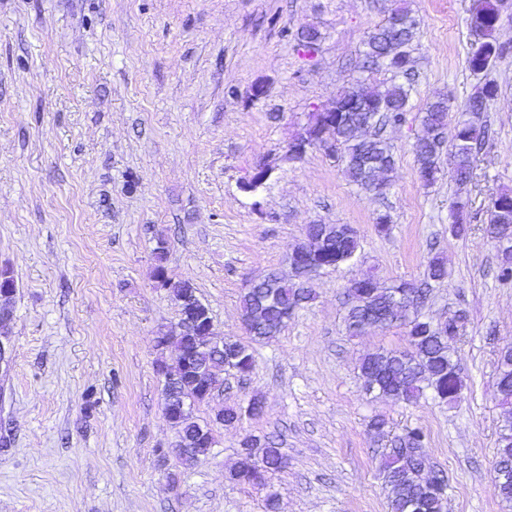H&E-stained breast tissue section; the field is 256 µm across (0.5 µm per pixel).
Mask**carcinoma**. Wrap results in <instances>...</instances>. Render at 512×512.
<instances>
[{
  "label": "carcinoma",
  "instance_id": "cac0c4a2",
  "mask_svg": "<svg viewBox=\"0 0 512 512\" xmlns=\"http://www.w3.org/2000/svg\"><path fill=\"white\" fill-rule=\"evenodd\" d=\"M499 13L493 0H487L484 14L486 39L493 43L492 57L484 65L489 69L512 49L497 42L495 32ZM419 20L413 12L399 6L391 12L388 20L371 31L364 41L363 68L372 70L392 61L393 77L382 89H368L360 80L337 91L336 111L328 118L335 124L331 138L340 151L343 172L348 181L365 194L380 196V180L392 171L395 165L393 144L376 132L386 123L397 125L405 118L410 96V85L401 78L411 74V47L417 37ZM498 93L494 82L485 83L475 96L460 110L453 127H448L450 105L441 97L431 102L421 117L422 137L429 143L413 146L417 173L423 186L434 185L442 174L443 150L450 151L458 172L450 177L459 188L469 180L459 171L473 166L477 146L481 144V129L461 123V117L469 112H484L487 103ZM370 122L369 136L357 134L355 126ZM512 226V194L502 193L491 203L488 222L484 229L488 242L499 257L498 277L512 279V237L502 234V228ZM308 232L315 236L325 234L318 262L322 269H336L350 261L359 248L354 230L346 224H314ZM366 294L368 306L362 308L354 303L348 305L345 317L350 335L369 317L382 320L384 326H400L405 329L404 349L381 350L365 356L360 365V375L367 392L381 393L392 400L417 402L429 389L434 397L445 403L455 402L462 390L457 363L448 354V338L458 337L464 324V315L455 314L448 320L427 329L423 322L409 319L392 305L390 296L421 292L411 282L399 283L383 288L374 282V276L365 275L352 282ZM314 300L312 290L303 287L300 280L283 278L274 273L262 288L248 289L241 296L242 319L249 326L250 341L243 342L232 337L224 338L223 352L218 354L200 348L206 339L200 336H179L159 344V349H169L180 355L186 350H195V362L208 370L211 378H218L225 370L249 375L254 366V352L250 342H263L278 335L288 322V312ZM499 403L504 415L498 437L497 461L512 463V353L507 352L498 359L496 376ZM178 395L186 405L178 426L183 437L194 439L203 425L194 416L192 405L201 402L194 382L182 377L178 383ZM264 403L254 400L248 410L229 407L224 409V424L231 426L243 417H256L264 412ZM242 451L236 467L231 471L232 480L243 485L267 484V476L281 469L284 456L275 443L267 438L247 436L241 444ZM427 442L423 431L412 428L396 436L390 447L381 451L382 474L387 489L389 512H443L446 482L438 474L431 473L430 456L426 452ZM495 496L505 503H512V468L502 470Z\"/></svg>",
  "mask_w": 512,
  "mask_h": 512
}]
</instances>
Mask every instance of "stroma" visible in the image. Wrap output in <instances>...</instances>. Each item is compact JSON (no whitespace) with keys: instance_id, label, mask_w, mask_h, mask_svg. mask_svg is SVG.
Segmentation results:
<instances>
[{"instance_id":"stroma-1","label":"stroma","mask_w":512,"mask_h":512,"mask_svg":"<svg viewBox=\"0 0 512 512\" xmlns=\"http://www.w3.org/2000/svg\"><path fill=\"white\" fill-rule=\"evenodd\" d=\"M404 2L421 24L406 120L385 199L350 184L335 158L288 144L311 113L332 107L362 69L363 42ZM473 0H0V270L15 292L11 356L0 366V512H389L381 448L425 432L448 480L446 512H512L493 494L501 419L496 366L512 346V281L497 277L484 228L492 200L512 192V54L474 74ZM320 33L312 53L297 40ZM499 92L471 182L423 186L413 145L435 97L460 111L484 82ZM261 96H254V89ZM270 177L250 193L257 166ZM468 199L471 231H450L449 205ZM390 232L378 234V214ZM347 224L358 256L312 282L315 299L280 335L254 344L246 380L223 375L198 404L214 422L208 457L183 463L163 415L156 336L177 306L154 277L164 264L210 309L216 336L246 339L240 297L270 270L288 272L306 225ZM165 244L164 260L156 247ZM433 283L421 315L462 313L452 341L463 389L454 404H406L367 392L366 354L405 347L401 327L345 328V292L370 273L384 284ZM261 417L216 424L227 405ZM386 421L383 434L369 427ZM279 436L287 460L268 489L233 482L241 442Z\"/></svg>"}]
</instances>
